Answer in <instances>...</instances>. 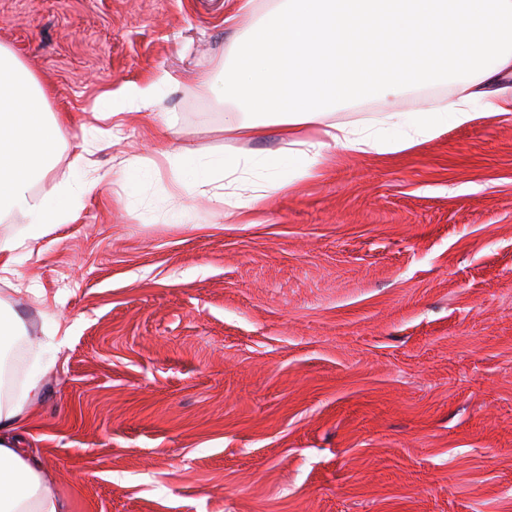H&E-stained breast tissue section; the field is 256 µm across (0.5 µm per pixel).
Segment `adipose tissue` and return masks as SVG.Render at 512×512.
<instances>
[{
  "mask_svg": "<svg viewBox=\"0 0 512 512\" xmlns=\"http://www.w3.org/2000/svg\"><path fill=\"white\" fill-rule=\"evenodd\" d=\"M511 79L512 0H277L225 61L223 78L205 74L201 82L244 111L241 119L225 115L228 130L242 138L262 133L249 113L274 117L288 157L227 156L211 167L256 202L288 189L280 163L301 179L324 166L335 147L393 152L429 140L442 122L468 124L477 102L489 115L512 113L502 87ZM444 80L462 82V94L443 111L419 113L402 140L384 139L381 127L324 120L349 94H376L386 105L384 125H394L401 121L395 99L406 86ZM46 102L35 76L0 47V212L16 210L28 220L23 235L0 238L3 274L74 217L68 193L49 203L29 192L50 174L61 141L62 120ZM37 393L33 380L20 396L0 394V512H67L44 482L41 460L20 446L25 409Z\"/></svg>",
  "mask_w": 512,
  "mask_h": 512,
  "instance_id": "adipose-tissue-1",
  "label": "adipose tissue"
}]
</instances>
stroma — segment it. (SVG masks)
<instances>
[{
  "label": "stroma",
  "mask_w": 512,
  "mask_h": 512,
  "mask_svg": "<svg viewBox=\"0 0 512 512\" xmlns=\"http://www.w3.org/2000/svg\"><path fill=\"white\" fill-rule=\"evenodd\" d=\"M254 3L0 0V45L66 119L33 194L97 183L0 279L25 329L0 357L41 384L27 447L68 512H512V117L334 149L228 217L217 174L177 188L161 153L286 154L277 125L225 130L235 103L200 83ZM162 74L151 105L126 103ZM456 92L411 86L396 108ZM107 94L108 146L86 131ZM383 111L352 97L325 120ZM225 130L236 132L238 136L249 139L260 136L262 123L252 120L238 119L234 112L225 113Z\"/></svg>",
  "instance_id": "stroma-1"
}]
</instances>
